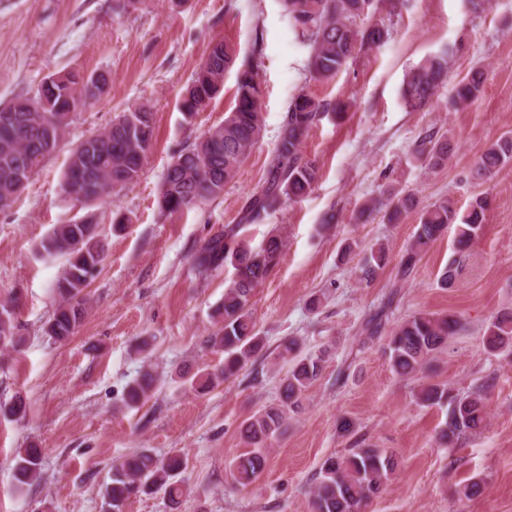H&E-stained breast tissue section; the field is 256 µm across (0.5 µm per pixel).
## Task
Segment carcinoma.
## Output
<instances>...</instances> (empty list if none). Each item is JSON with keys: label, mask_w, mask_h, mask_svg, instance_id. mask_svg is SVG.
<instances>
[{"label": "carcinoma", "mask_w": 512, "mask_h": 512, "mask_svg": "<svg viewBox=\"0 0 512 512\" xmlns=\"http://www.w3.org/2000/svg\"><path fill=\"white\" fill-rule=\"evenodd\" d=\"M297 35L309 49L308 71L316 81L333 79L357 51L385 42L388 31L372 21L378 0H281ZM237 60V52L228 42H210L207 53L185 86L181 112L189 120L202 111L220 92L225 72ZM260 60L256 56L241 62L237 73L234 105L224 121L210 127L185 143L171 157L164 174L159 206L163 212L189 210L224 195V187L236 176L247 152L260 140L263 121L262 96L258 80ZM448 59L444 53L427 55L412 66L405 76L402 96L410 112L431 106L437 89L446 81ZM104 75L84 76L76 71L49 76L32 96H21L0 105V211L9 210L19 199L43 162L69 134L77 111V102L87 104L104 91ZM484 73L470 70L454 86L451 96L456 107L478 99ZM344 103H331L307 94L296 95L288 106L268 160L264 179L249 196L240 223L227 226L224 233L203 242L193 261L203 272L231 265L235 280L224 290L221 326L209 342L224 352L220 368L192 380L200 393L209 392L237 374L264 348V339L255 330L249 310L254 288L278 263L285 239L271 233L264 247L249 249L240 231L246 224H260L286 201H296L312 191L319 169L302 158V144L310 131L328 114L346 111ZM154 112L139 104L119 113L112 123L90 135L91 148L75 145L63 171L60 192L90 208L80 220L58 224L36 247L43 259L65 258V269L56 282L58 304L44 326L45 335L56 341L73 336L87 313L84 290L105 258V245L99 233L96 213L91 207L103 203L112 194L138 181L153 145ZM448 137L425 135L414 149L415 158L424 167L435 170L448 164ZM512 164V135H504L478 156L476 174L489 178ZM488 199L477 196L460 212L448 200L436 202L420 212V224L414 241L399 262L397 276L405 279L418 257L447 230L457 225L456 248L466 250L482 230ZM417 207L410 195L390 192L360 208L359 218L375 213L394 223L402 214ZM389 252L379 244L370 249L360 266L362 280L369 283L389 263ZM460 322L452 316L436 317L417 313L402 322L388 343L392 370L401 377H413L455 334ZM15 301L0 302V346L16 347ZM485 346L490 352L512 349V312L496 316L486 327ZM300 344L290 338L284 342L281 357L289 360L281 379L278 403L266 406L243 422V431L251 450L238 455L231 464L233 482L241 487L252 484L264 471V448L287 427L290 415L302 409L306 392L321 377L325 352L299 355ZM154 378L145 372L126 388L124 401L135 407L149 398ZM425 406L448 405L441 438L453 442L466 433L478 432L487 423L485 388L462 396H452L446 386L430 384L418 394ZM338 434L349 440V448L327 457L311 487L313 512H366L370 502L393 474L397 462L393 455L364 446L353 423L343 418ZM187 462L174 454L164 460L142 448L112 465L102 498L105 512H126L129 502L143 495L163 492L176 503L183 495ZM41 449L30 446L16 451L12 477L19 488L41 479Z\"/></svg>", "instance_id": "carcinoma-1"}]
</instances>
